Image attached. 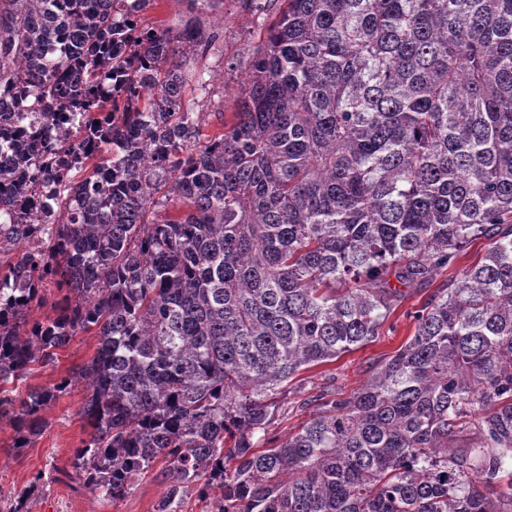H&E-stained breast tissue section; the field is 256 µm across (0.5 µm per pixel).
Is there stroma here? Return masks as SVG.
<instances>
[{
    "label": "stroma",
    "mask_w": 512,
    "mask_h": 512,
    "mask_svg": "<svg viewBox=\"0 0 512 512\" xmlns=\"http://www.w3.org/2000/svg\"><path fill=\"white\" fill-rule=\"evenodd\" d=\"M142 21L154 28H180L194 21L218 32V42L200 53L198 66L219 95L221 111H235L245 62L261 42L260 30L243 0H210L205 9L195 7L192 0H151ZM448 277L444 271L430 281L405 289L396 312L376 341L343 354L336 362L302 372L273 426L275 433L284 435L297 430L315 410L312 398L321 391L333 389L349 394L358 389L384 354L411 338L415 330L411 311L420 307ZM96 347L93 334L73 337L58 350L53 362L33 364L26 381L18 384V392L51 386L65 371L86 362ZM84 399V390L78 388L53 402L45 414L42 433L25 448L15 447L13 428L8 422H0V504L9 505L24 495L29 512H156L167 491L163 461H156L135 478L125 495L117 499L89 491L72 478L73 451L88 434L81 414ZM37 476L42 482L35 490L31 484Z\"/></svg>",
    "instance_id": "1"
}]
</instances>
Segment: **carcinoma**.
I'll use <instances>...</instances> for the list:
<instances>
[{
  "label": "carcinoma",
  "instance_id": "obj_1",
  "mask_svg": "<svg viewBox=\"0 0 512 512\" xmlns=\"http://www.w3.org/2000/svg\"><path fill=\"white\" fill-rule=\"evenodd\" d=\"M245 2L262 43L208 132L215 34L131 28L150 0H0V386L98 342L0 421L25 448L83 387L75 475L115 499L161 459L158 512L190 485L207 512H512V0ZM64 100L61 140L14 135ZM481 239L360 389L272 433L300 372ZM42 301L34 303L30 315L35 319H42L46 316H54V302L60 299V293L50 283L44 285L41 290ZM96 347L93 333H81L74 336L68 345L56 351L57 355L53 362L34 363L26 381L17 385V391L5 392L2 395L17 397L19 392L21 396L25 397L28 389L51 386L65 371L76 369L86 362L94 354Z\"/></svg>",
  "mask_w": 512,
  "mask_h": 512
}]
</instances>
